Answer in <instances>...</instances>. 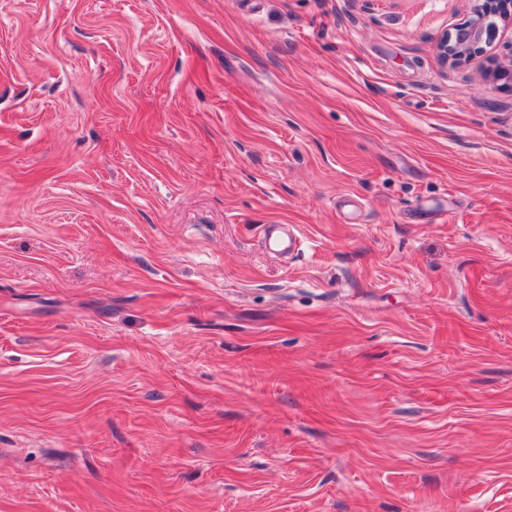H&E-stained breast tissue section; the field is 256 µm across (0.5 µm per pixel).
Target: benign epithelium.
I'll return each mask as SVG.
<instances>
[{
	"label": "benign epithelium",
	"mask_w": 512,
	"mask_h": 512,
	"mask_svg": "<svg viewBox=\"0 0 512 512\" xmlns=\"http://www.w3.org/2000/svg\"><path fill=\"white\" fill-rule=\"evenodd\" d=\"M498 19L512 24V0H484L462 26L444 33L438 39V56L453 66L469 63L481 44L491 40Z\"/></svg>",
	"instance_id": "benign-epithelium-1"
}]
</instances>
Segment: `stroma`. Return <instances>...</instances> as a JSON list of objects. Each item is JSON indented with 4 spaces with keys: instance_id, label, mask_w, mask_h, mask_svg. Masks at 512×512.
<instances>
[{
    "instance_id": "obj_1",
    "label": "stroma",
    "mask_w": 512,
    "mask_h": 512,
    "mask_svg": "<svg viewBox=\"0 0 512 512\" xmlns=\"http://www.w3.org/2000/svg\"><path fill=\"white\" fill-rule=\"evenodd\" d=\"M475 5L0 0V512H512ZM460 27L444 33L436 43L440 59L453 66L469 63L482 43L491 40L497 27L495 18L512 25L511 0H484Z\"/></svg>"
}]
</instances>
